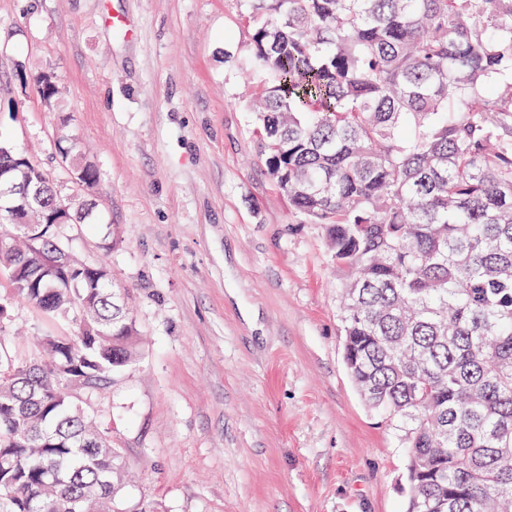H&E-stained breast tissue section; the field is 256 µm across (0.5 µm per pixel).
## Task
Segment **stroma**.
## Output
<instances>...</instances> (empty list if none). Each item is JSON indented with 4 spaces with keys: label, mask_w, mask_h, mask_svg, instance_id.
<instances>
[{
    "label": "stroma",
    "mask_w": 512,
    "mask_h": 512,
    "mask_svg": "<svg viewBox=\"0 0 512 512\" xmlns=\"http://www.w3.org/2000/svg\"><path fill=\"white\" fill-rule=\"evenodd\" d=\"M239 0H0V137L94 202L63 226L73 254L129 294L142 355L79 394L122 448L123 496L157 512H403L405 450L355 390L324 228L267 174L234 65ZM53 72L58 110L21 94L17 63ZM99 180L68 183L61 132ZM8 300L11 352L61 332Z\"/></svg>",
    "instance_id": "35a3bbf8"
}]
</instances>
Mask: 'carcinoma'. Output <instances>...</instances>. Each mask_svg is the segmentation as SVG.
Segmentation results:
<instances>
[{
	"label": "carcinoma",
	"instance_id": "cac0c4a2",
	"mask_svg": "<svg viewBox=\"0 0 512 512\" xmlns=\"http://www.w3.org/2000/svg\"><path fill=\"white\" fill-rule=\"evenodd\" d=\"M235 63L258 82L268 174L324 226L341 284L344 359L366 405L407 448L404 512H512V0H243ZM14 80L58 101L57 82ZM73 172L97 182L79 142ZM0 167L26 161L0 139ZM25 213L42 247L0 252L14 294L71 322L37 366L0 351V512H132L123 449L69 392L96 390L141 355L104 266L78 260L51 288L50 173ZM84 304L75 319L71 299Z\"/></svg>",
	"mask_w": 512,
	"mask_h": 512
}]
</instances>
